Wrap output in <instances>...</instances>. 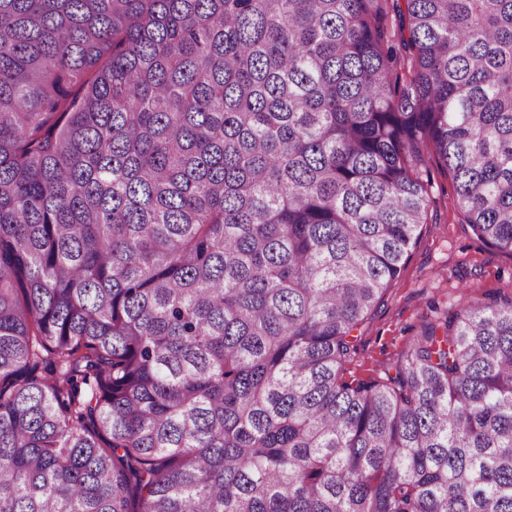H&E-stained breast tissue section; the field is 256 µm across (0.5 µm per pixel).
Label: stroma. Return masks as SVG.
I'll list each match as a JSON object with an SVG mask.
<instances>
[{
	"label": "stroma",
	"instance_id": "obj_1",
	"mask_svg": "<svg viewBox=\"0 0 512 512\" xmlns=\"http://www.w3.org/2000/svg\"><path fill=\"white\" fill-rule=\"evenodd\" d=\"M428 219L399 277L356 332L346 378L371 380L398 360L433 319L485 296L512 293V255L488 249L453 206L447 172L429 163Z\"/></svg>",
	"mask_w": 512,
	"mask_h": 512
}]
</instances>
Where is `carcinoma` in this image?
I'll list each match as a JSON object with an SVG mask.
<instances>
[{"label": "carcinoma", "mask_w": 512, "mask_h": 512, "mask_svg": "<svg viewBox=\"0 0 512 512\" xmlns=\"http://www.w3.org/2000/svg\"><path fill=\"white\" fill-rule=\"evenodd\" d=\"M0 0V512H512V297L349 380L425 155L512 255V0Z\"/></svg>", "instance_id": "carcinoma-1"}]
</instances>
